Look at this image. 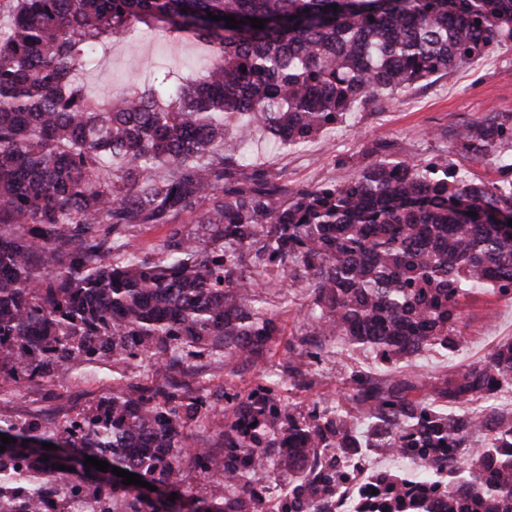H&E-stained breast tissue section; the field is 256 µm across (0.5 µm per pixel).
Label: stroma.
I'll return each instance as SVG.
<instances>
[{"mask_svg":"<svg viewBox=\"0 0 512 512\" xmlns=\"http://www.w3.org/2000/svg\"><path fill=\"white\" fill-rule=\"evenodd\" d=\"M206 58V47L194 38L172 43L161 32L146 30L130 42L112 38L110 49L84 73L83 82L90 97L109 93L117 98L146 85L159 67L189 74ZM493 112L512 113V41L448 75L415 83L393 100L346 113L301 147L266 150L262 160L270 172L292 183L329 179L342 184L371 162L372 143L384 139L394 159L420 163L444 155L450 166L469 171L474 178L502 182L512 174L477 161L456 135L462 124ZM463 334L454 354L422 353L408 363V371L425 377L452 374L483 361L493 346L512 338V300L488 292L471 297ZM111 391L108 365L83 367L56 382L19 385L0 380V419L33 420L52 433L67 419L91 413Z\"/></svg>","mask_w":512,"mask_h":512,"instance_id":"35a3bbf8","label":"stroma"}]
</instances>
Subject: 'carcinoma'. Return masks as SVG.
<instances>
[{
	"label": "carcinoma",
	"mask_w": 512,
	"mask_h": 512,
	"mask_svg": "<svg viewBox=\"0 0 512 512\" xmlns=\"http://www.w3.org/2000/svg\"><path fill=\"white\" fill-rule=\"evenodd\" d=\"M337 9H332V5ZM0 36V377L53 381L81 365L154 363L160 377L112 385L95 411L52 435L0 420V512L25 489L112 487V512H335L352 461L400 455L357 512H512V409L469 404L512 384V341L480 366L426 388L403 369L454 351L464 306L512 299V181L476 184L390 158L388 143L350 181L288 185L224 135L267 131L296 147L344 114L446 75L512 40V0H8ZM215 16L232 15L236 27ZM264 20L255 29L249 19ZM185 33L210 55L194 77L156 73L102 105L82 74L134 23ZM477 157L512 141V114L462 125ZM195 228L188 229L186 225ZM165 229L141 251L132 229ZM310 297L306 326L282 340L255 290L257 264ZM337 398L294 402L326 364ZM210 354L230 368L220 395L190 372ZM280 356L277 368L270 359ZM252 374L247 387L237 378ZM213 423L218 447L195 427ZM55 448L47 450L43 444ZM88 456L157 488L122 484ZM66 469H58L59 465ZM190 467L207 480L184 486ZM264 486L259 494L254 486ZM175 500H170L172 494Z\"/></svg>",
	"instance_id": "cac0c4a2"
}]
</instances>
